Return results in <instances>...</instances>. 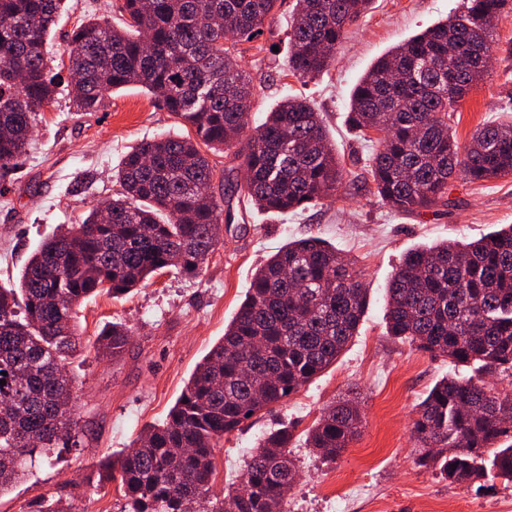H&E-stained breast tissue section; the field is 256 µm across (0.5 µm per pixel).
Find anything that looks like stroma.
I'll list each match as a JSON object with an SVG mask.
<instances>
[{
	"instance_id": "stroma-1",
	"label": "stroma",
	"mask_w": 512,
	"mask_h": 512,
	"mask_svg": "<svg viewBox=\"0 0 512 512\" xmlns=\"http://www.w3.org/2000/svg\"><path fill=\"white\" fill-rule=\"evenodd\" d=\"M120 0H66L53 27L49 56L68 57L69 31L90 15L115 19ZM295 0H280L256 44L240 45L243 67L258 97L252 124H259L285 97L306 98L320 112L344 167L338 195L304 212L258 211L235 195L234 223L194 278L171 271L146 281L122 300L101 295L78 309L83 336L109 322L132 333L125 354L99 357L85 347L71 360L76 410L88 430L78 448H58L12 489L0 494V512H39L46 497L71 502L72 512H120L115 487L99 488L104 456L129 447L147 426L162 421L195 366L223 336L257 267L288 241L318 237L340 250L361 271L369 301L358 333L333 364L291 395L274 413L253 416L225 436L215 450L223 496L236 483L258 438L276 420L293 424L291 455L298 477L288 495L289 512H322L340 497L345 512H512V483L482 487L442 480L414 464L411 423L416 406L444 377H468L469 366L420 351L388 336L387 288L408 249L433 242L480 239L512 224V174L471 183L452 180L447 206L395 212L372 192L367 172L375 143L357 137L347 122L350 94L387 51L463 10V0H372L352 24L322 75L293 76L286 67L288 31ZM55 102L38 116L27 154L0 194V285L15 281L38 245L62 224H79L92 208L120 189L114 175L141 140L182 134L178 119L136 87L112 93L104 108L79 112L66 78H58ZM512 123V12L494 24L491 65L460 101L450 123L459 142L488 123ZM361 403L364 424L341 458L323 463L304 445V432L345 393Z\"/></svg>"
}]
</instances>
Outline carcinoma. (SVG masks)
I'll use <instances>...</instances> for the list:
<instances>
[{"instance_id": "obj_1", "label": "carcinoma", "mask_w": 512, "mask_h": 512, "mask_svg": "<svg viewBox=\"0 0 512 512\" xmlns=\"http://www.w3.org/2000/svg\"><path fill=\"white\" fill-rule=\"evenodd\" d=\"M65 0H0V180L26 153L38 112L54 100L45 44ZM372 0H295L288 70L314 78ZM278 0H123L122 25L90 19L69 36L79 75L74 103L97 112L112 91L139 85L193 134L161 135L134 146L119 164L121 190L110 222L93 211L83 223L44 239L17 282L0 285V493L56 448L84 443L72 405L69 360L84 346L77 308L101 293L129 294L175 269L197 276L221 243L224 199L202 152L233 150L248 174L224 185L260 211L321 205L343 184V166L320 113L283 99L252 128L255 91L224 40L251 43ZM512 0H466L380 57L350 95L348 121L364 139L387 132L369 163L373 193L410 213L448 196L449 182L512 174V124H486L462 145L450 131L467 87L481 79L480 52ZM216 15L229 22L201 21ZM367 293L354 262L316 237L281 246L254 273L224 337L197 364L163 422L136 447L100 462L99 483H114L122 512H288L297 470L284 426L261 438L240 484L212 495L214 449L258 414L271 413L336 362L357 335ZM389 335L487 374L512 377V224L471 242L442 241L404 254L387 294ZM118 322L94 348L115 358L130 344ZM512 392L482 379L443 378L418 405L413 437L419 465L451 484L488 474L512 481ZM356 402L329 406L306 431V447L334 461L359 435Z\"/></svg>"}]
</instances>
